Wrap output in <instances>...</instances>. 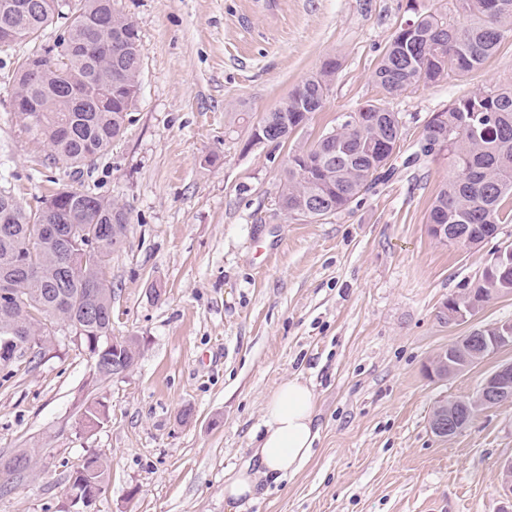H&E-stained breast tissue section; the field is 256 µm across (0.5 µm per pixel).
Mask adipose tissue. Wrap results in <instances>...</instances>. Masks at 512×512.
Returning a JSON list of instances; mask_svg holds the SVG:
<instances>
[{"label": "adipose tissue", "instance_id": "adipose-tissue-1", "mask_svg": "<svg viewBox=\"0 0 512 512\" xmlns=\"http://www.w3.org/2000/svg\"><path fill=\"white\" fill-rule=\"evenodd\" d=\"M315 397L300 378L282 382L267 401L263 431L251 461L224 483V500H253L269 479L296 473L309 459L318 437Z\"/></svg>", "mask_w": 512, "mask_h": 512}]
</instances>
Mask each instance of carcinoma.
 <instances>
[{
	"instance_id": "cac0c4a2",
	"label": "carcinoma",
	"mask_w": 512,
	"mask_h": 512,
	"mask_svg": "<svg viewBox=\"0 0 512 512\" xmlns=\"http://www.w3.org/2000/svg\"><path fill=\"white\" fill-rule=\"evenodd\" d=\"M0 0V33L16 41L34 40L55 16L64 0ZM455 16L447 19L432 10L416 17L414 28L398 27L374 70L383 91L397 96L420 83H437L450 75L482 69L512 34V0H455ZM57 41L69 46L66 55L36 73L17 71L15 113L33 140L51 147L52 157L74 167L94 162L125 132L131 96L138 94L141 75L140 35L126 16L112 11V0H76L68 5ZM330 57L281 103L259 121L270 141L286 140L321 110L340 69ZM372 113L370 124L358 128L348 121L324 131L288 160L279 197L281 210L293 217L326 220L349 207L396 167L390 160L403 135L398 113L382 101L358 108ZM447 139L448 180L432 204L429 221L448 225V239H480L500 224L512 223V82L466 96L436 112L414 144L410 162L425 163L436 155L422 141ZM45 203L54 206L25 210L8 191L0 189V279L11 280L17 297L0 303V341L25 324L29 332L49 336L48 324L78 322L92 310L82 338L86 350L104 349L112 332V289L104 269L123 242L130 211L105 196L68 187L58 189ZM45 224L73 225L84 239L71 248L65 239L47 234ZM475 287L494 299L498 288L512 289V264L495 262ZM138 356L132 338L107 353L106 364H130ZM35 451L0 457V471L20 472L21 458ZM92 476H71L70 485L93 492L95 481L105 480L107 463L99 456L87 461Z\"/></svg>"
}]
</instances>
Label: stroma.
<instances>
[{
    "mask_svg": "<svg viewBox=\"0 0 512 512\" xmlns=\"http://www.w3.org/2000/svg\"><path fill=\"white\" fill-rule=\"evenodd\" d=\"M408 2L112 0L140 34L137 104L124 135L77 171L21 134L12 109L18 62L51 47L58 23L0 50V186L28 210L63 186L128 206L105 278L113 335L140 343L127 373L100 379L58 326L0 381V456L37 451L34 471L0 476V512H67L69 479L92 454L108 477L87 512H228L224 481L293 376L315 394L312 455L240 512H496L512 400L449 438L430 421L439 403L475 398L512 347L445 379L427 365L471 329L512 321V294L458 325L439 317L512 223L476 247L438 243L427 222L448 161L403 162L433 113L512 82V37L480 71L386 96L372 72ZM330 57L341 67L325 107L286 142L250 144ZM381 98L404 125L398 175L327 220L288 218L289 154ZM95 401L108 418L82 427Z\"/></svg>",
    "mask_w": 512,
    "mask_h": 512,
    "instance_id": "stroma-1",
    "label": "stroma"
}]
</instances>
